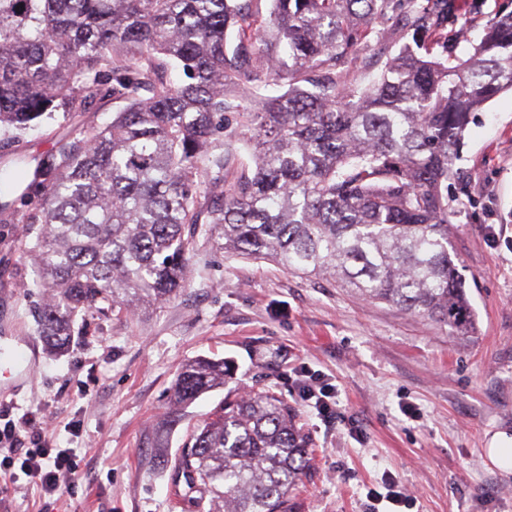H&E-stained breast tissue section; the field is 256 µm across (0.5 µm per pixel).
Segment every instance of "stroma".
Returning <instances> with one entry per match:
<instances>
[{
	"instance_id": "obj_1",
	"label": "stroma",
	"mask_w": 512,
	"mask_h": 512,
	"mask_svg": "<svg viewBox=\"0 0 512 512\" xmlns=\"http://www.w3.org/2000/svg\"><path fill=\"white\" fill-rule=\"evenodd\" d=\"M448 42L452 60L512 0H457ZM112 102L76 118L56 113L0 149V201L12 158H37L81 125L111 122ZM450 239L477 315L475 334L383 303L367 302L324 280L242 259L199 243L188 285L160 307L130 317L90 314L67 353L39 346L30 383L0 397L12 418L53 420L59 448L80 449L71 490L48 496L0 470V512H195L176 495L174 468L194 427L225 391L188 406L166 427L182 364L221 358L228 387L273 388L297 410L313 441L312 476L295 492L298 512H369L367 492L395 476L412 512H512V469L493 466V433L512 434V93L476 113L455 174ZM499 233L490 242L488 229ZM23 224L0 223V305L19 335L37 337L42 294L25 253ZM303 362L336 386L339 407L366 431L357 442L324 424L301 400L288 367ZM412 407L404 415L403 407Z\"/></svg>"
}]
</instances>
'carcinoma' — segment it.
<instances>
[{
	"label": "carcinoma",
	"mask_w": 512,
	"mask_h": 512,
	"mask_svg": "<svg viewBox=\"0 0 512 512\" xmlns=\"http://www.w3.org/2000/svg\"><path fill=\"white\" fill-rule=\"evenodd\" d=\"M455 14L456 0H0V128L122 104L13 159L18 201L38 204L0 202V223L30 225L48 347L68 350L79 315L176 296L201 224L220 250L474 334L448 179L472 114L512 91V13L452 64L435 47ZM374 43L399 49L376 58ZM226 370L183 365L169 422ZM311 461L293 407L262 389L226 395L175 469L198 512H294Z\"/></svg>",
	"instance_id": "carcinoma-1"
}]
</instances>
